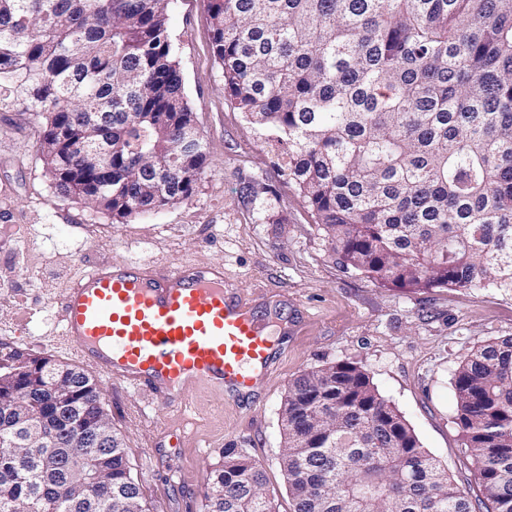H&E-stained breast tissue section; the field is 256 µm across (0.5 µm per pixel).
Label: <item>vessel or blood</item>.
<instances>
[{
    "label": "vessel or blood",
    "instance_id": "vessel-or-blood-1",
    "mask_svg": "<svg viewBox=\"0 0 512 512\" xmlns=\"http://www.w3.org/2000/svg\"><path fill=\"white\" fill-rule=\"evenodd\" d=\"M60 334L82 362L158 408L204 387L240 399L273 368L269 320L224 278L223 265L95 264L68 288Z\"/></svg>",
    "mask_w": 512,
    "mask_h": 512
}]
</instances>
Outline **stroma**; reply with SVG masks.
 I'll return each instance as SVG.
<instances>
[{
  "label": "stroma",
  "mask_w": 512,
  "mask_h": 512,
  "mask_svg": "<svg viewBox=\"0 0 512 512\" xmlns=\"http://www.w3.org/2000/svg\"><path fill=\"white\" fill-rule=\"evenodd\" d=\"M168 31L211 165L192 196L122 220L58 194L25 113L0 110V343L73 363L60 299L99 261L220 264L271 320L284 354L256 404L204 390L157 413L148 393L97 377L151 512H204L203 484L224 451L259 461L279 512H291L279 415L293 379L334 360L361 363L424 448L462 489L478 477L454 423L452 378L476 347L512 334V292L381 286L344 266L264 139L224 95L207 0H170Z\"/></svg>",
  "instance_id": "obj_1"
}]
</instances>
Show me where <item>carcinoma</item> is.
I'll use <instances>...</instances> for the list:
<instances>
[{"label":"carcinoma","instance_id":"carcinoma-1","mask_svg":"<svg viewBox=\"0 0 512 512\" xmlns=\"http://www.w3.org/2000/svg\"><path fill=\"white\" fill-rule=\"evenodd\" d=\"M169 0H0V105L59 193L115 218L190 198L209 159ZM224 92L283 147L332 251L379 285L512 291V0H208ZM480 495L460 490L359 363L304 371L280 415L292 512H512V335L453 378ZM22 415L55 442L13 447ZM205 512H277L235 448ZM0 512H148L79 368L0 343Z\"/></svg>","mask_w":512,"mask_h":512}]
</instances>
